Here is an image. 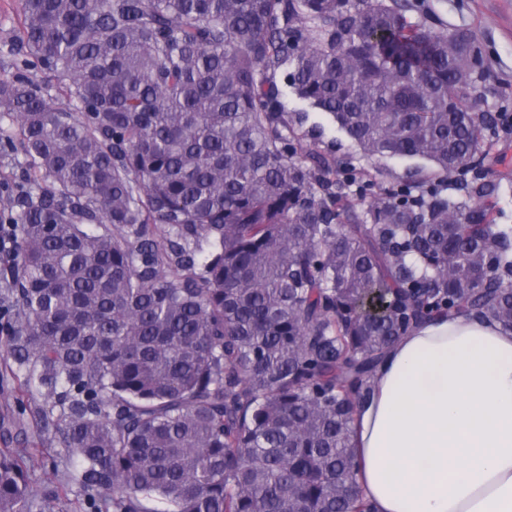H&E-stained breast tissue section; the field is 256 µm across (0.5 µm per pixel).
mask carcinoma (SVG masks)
I'll return each instance as SVG.
<instances>
[{
  "label": "carcinoma",
  "mask_w": 512,
  "mask_h": 512,
  "mask_svg": "<svg viewBox=\"0 0 512 512\" xmlns=\"http://www.w3.org/2000/svg\"><path fill=\"white\" fill-rule=\"evenodd\" d=\"M412 0H20L0 119L33 177L0 185L24 371L74 512H371L352 423L387 350L434 314L512 331V226L476 199L497 116L473 35ZM35 67L43 78L27 75ZM285 86L408 180L343 217ZM65 82L66 107L52 81ZM163 224L158 240L149 226ZM27 451L0 449V512H34Z\"/></svg>",
  "instance_id": "carcinoma-1"
}]
</instances>
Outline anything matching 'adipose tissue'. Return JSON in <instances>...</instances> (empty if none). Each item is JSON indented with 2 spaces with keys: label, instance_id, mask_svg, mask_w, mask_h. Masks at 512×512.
I'll list each match as a JSON object with an SVG mask.
<instances>
[{
  "label": "adipose tissue",
  "instance_id": "adipose-tissue-1",
  "mask_svg": "<svg viewBox=\"0 0 512 512\" xmlns=\"http://www.w3.org/2000/svg\"><path fill=\"white\" fill-rule=\"evenodd\" d=\"M372 512H512V332L458 312L397 340L355 415Z\"/></svg>",
  "mask_w": 512,
  "mask_h": 512
}]
</instances>
